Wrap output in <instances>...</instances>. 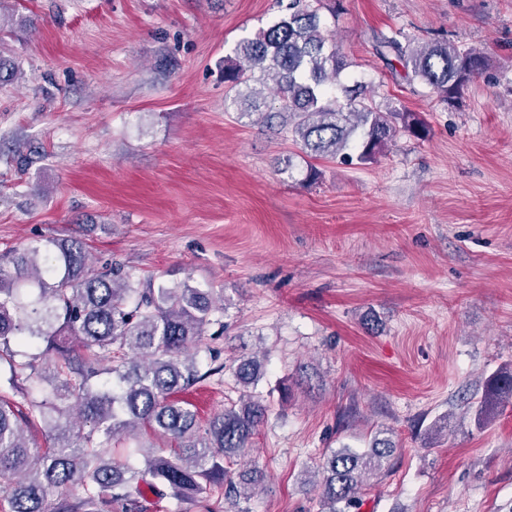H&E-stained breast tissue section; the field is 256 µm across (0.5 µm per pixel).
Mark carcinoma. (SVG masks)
Here are the masks:
<instances>
[{"instance_id":"obj_1","label":"carcinoma","mask_w":512,"mask_h":512,"mask_svg":"<svg viewBox=\"0 0 512 512\" xmlns=\"http://www.w3.org/2000/svg\"><path fill=\"white\" fill-rule=\"evenodd\" d=\"M336 14L326 0H288L285 13L254 38L241 40L224 59V83L259 108L255 89L273 83L283 131L312 160H376L400 132L421 137L424 121L413 112H383L367 87L348 88L341 74L349 66L320 10ZM378 53L397 61L405 74L452 105L464 86L485 68L487 56L448 41L414 45L382 34ZM344 97H339L338 93ZM211 291L183 284L139 288L118 265L100 270L89 264L81 240L47 238L0 257V363L24 406L0 394V512H141L131 489L146 487L161 499L174 492L188 501L209 497L226 485L224 500L248 512L246 491L265 482L253 467L239 483L228 464L251 447L267 406L251 395L262 363L244 357L234 369L243 388L238 403L200 426L194 406L174 398L224 369H202L200 353L214 362L208 329L219 322ZM42 340L57 353L53 372L35 362L16 361L13 347ZM103 373L111 383L93 384ZM29 387H22L21 382ZM512 404V368L487 380L480 407ZM41 424L47 445L29 442L24 430ZM89 430H84V426ZM147 430L176 443L168 455L139 441ZM123 452L105 457L104 444ZM393 445L376 438L369 451L331 452L321 466L323 512H360L363 477L380 469Z\"/></svg>"}]
</instances>
